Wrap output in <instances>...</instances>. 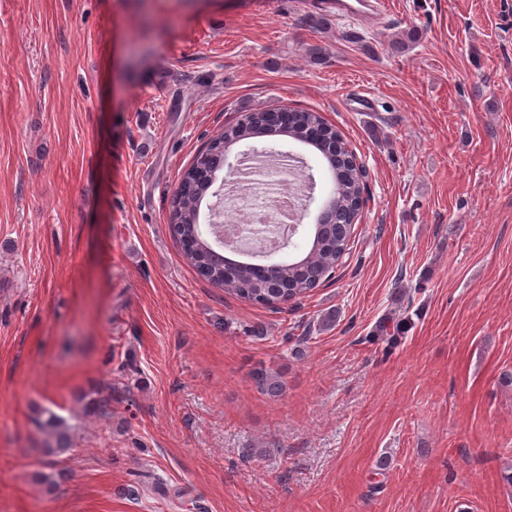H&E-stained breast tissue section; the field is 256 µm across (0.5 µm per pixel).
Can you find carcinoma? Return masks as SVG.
I'll list each match as a JSON object with an SVG mask.
<instances>
[{
	"label": "carcinoma",
	"mask_w": 512,
	"mask_h": 512,
	"mask_svg": "<svg viewBox=\"0 0 512 512\" xmlns=\"http://www.w3.org/2000/svg\"><path fill=\"white\" fill-rule=\"evenodd\" d=\"M272 136L280 142L310 145L320 154L333 179V189L321 210L334 219L313 224L306 251L292 260L260 266L230 261L200 224L201 203L206 196L224 190V183L218 182L224 153L239 143L261 154H277L281 149L279 142L270 141ZM364 179L354 153L319 113L294 108L250 109L212 137L181 174L171 200L169 232L197 274L211 284L258 304L288 303L329 280L348 253L366 190ZM256 382L272 396L283 390L282 381L263 369L257 371ZM40 428L46 435L47 455L58 456L69 448L71 428L65 419L48 412Z\"/></svg>",
	"instance_id": "obj_1"
}]
</instances>
